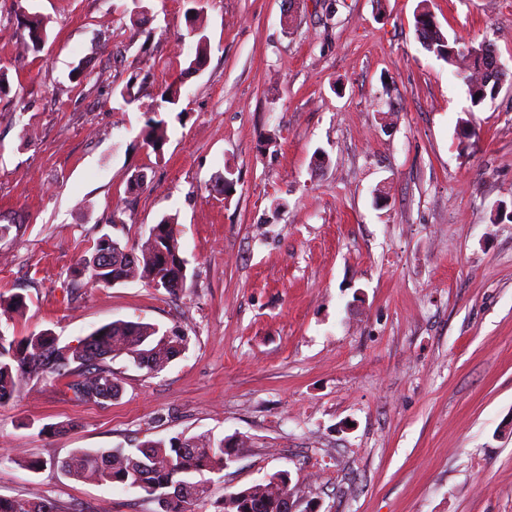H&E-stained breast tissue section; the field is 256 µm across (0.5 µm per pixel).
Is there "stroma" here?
Segmentation results:
<instances>
[{
  "instance_id": "1",
  "label": "stroma",
  "mask_w": 512,
  "mask_h": 512,
  "mask_svg": "<svg viewBox=\"0 0 512 512\" xmlns=\"http://www.w3.org/2000/svg\"><path fill=\"white\" fill-rule=\"evenodd\" d=\"M417 3L0 0V295L27 302L0 329L67 345L129 321L187 339L157 374L108 360L109 402L61 378L0 400V497L159 512L56 462L208 433L241 446L193 512L280 471L294 512H512V84L472 106L422 48ZM431 8L512 74V0ZM27 13L47 27L38 53ZM171 83L156 153L140 131ZM166 215L178 295L75 276L102 234L134 244ZM187 35L195 38V53L194 58L190 61V68L196 69V66L201 61H206L210 53V42L208 37L203 33L200 26L192 23V20L187 18Z\"/></svg>"
}]
</instances>
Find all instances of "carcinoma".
<instances>
[{
  "instance_id": "cac0c4a2",
  "label": "carcinoma",
  "mask_w": 512,
  "mask_h": 512,
  "mask_svg": "<svg viewBox=\"0 0 512 512\" xmlns=\"http://www.w3.org/2000/svg\"><path fill=\"white\" fill-rule=\"evenodd\" d=\"M414 27L424 49L451 66L464 65L462 70L469 98L477 106L494 99L508 74L489 70L487 55L496 51L490 41L463 42L445 35L428 0H419L414 11ZM34 50L40 51L47 42L42 21L36 17L25 24ZM187 35L195 38L194 58L189 67L205 61L210 42L203 30L187 20ZM179 103L178 90L169 85L159 94L154 108L145 121L142 143L154 151L163 147L167 123L160 113L170 112ZM172 217L163 216L153 226L155 234L123 249L103 267L93 265L102 249L99 238L90 254L79 259L75 272L94 286H110L139 280L150 288H163L176 294L186 287L187 262L180 256L179 245L170 224ZM185 339L175 333L159 332V328L142 322L116 321L103 325L86 336L85 349L64 354L53 334L47 330L7 339L0 331V399L17 391L20 384L31 378L61 377L67 387L82 400L81 391L112 382L119 384L106 359L127 356L137 367L159 373L184 350ZM226 439L209 435L163 440H148L134 449H78L61 461L64 474L76 480L90 478L101 485L121 486L144 492L156 500L160 512H192V505L205 494L202 476L224 470L233 460L232 448ZM290 492L288 472H277L264 480L234 492L223 502L221 512H287L284 509ZM0 512H53L47 501L7 500L0 497Z\"/></svg>"
}]
</instances>
